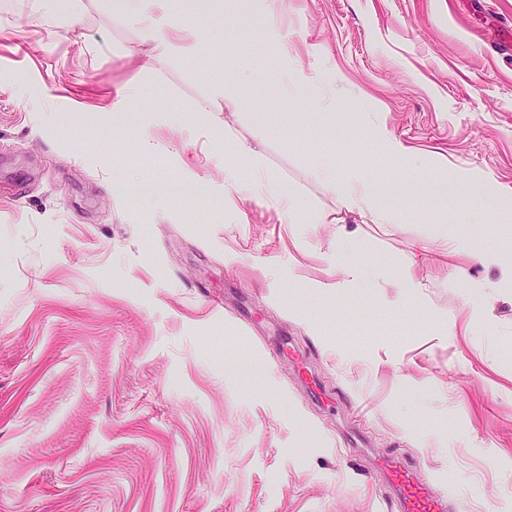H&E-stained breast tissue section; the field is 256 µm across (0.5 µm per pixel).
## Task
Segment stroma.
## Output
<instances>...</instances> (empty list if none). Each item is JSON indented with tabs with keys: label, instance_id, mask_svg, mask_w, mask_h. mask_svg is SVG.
I'll return each mask as SVG.
<instances>
[{
	"label": "stroma",
	"instance_id": "obj_1",
	"mask_svg": "<svg viewBox=\"0 0 512 512\" xmlns=\"http://www.w3.org/2000/svg\"><path fill=\"white\" fill-rule=\"evenodd\" d=\"M112 2L73 0L69 28L0 0V512H397L383 456L454 512H512V288L439 246H512L454 181L512 192V0H172L198 50L151 76ZM221 82L280 190L336 211L319 169L359 167L405 213L347 218L369 276L335 287V225L225 187L198 114ZM374 136L378 149L391 160L404 159L410 152L401 140L392 136L385 128H377Z\"/></svg>",
	"mask_w": 512,
	"mask_h": 512
}]
</instances>
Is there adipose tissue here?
Returning a JSON list of instances; mask_svg holds the SVG:
<instances>
[{"label":"adipose tissue","mask_w":512,"mask_h":512,"mask_svg":"<svg viewBox=\"0 0 512 512\" xmlns=\"http://www.w3.org/2000/svg\"><path fill=\"white\" fill-rule=\"evenodd\" d=\"M113 7L116 11L137 15L145 20L152 31L154 49L152 54L145 56L143 71L154 72L158 58L180 57L194 52L195 43L192 39L169 34L168 0H113ZM224 143L232 147L234 153L245 156L249 161L253 180L247 188L248 193L256 195L272 187L273 179L265 168L262 150L249 146L229 126L224 129ZM320 177L330 183L346 213L369 216L376 224L402 222L400 211L381 204L378 186L364 171L354 170L339 178L325 170Z\"/></svg>","instance_id":"ef3b65f1"}]
</instances>
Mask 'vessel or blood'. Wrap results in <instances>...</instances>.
I'll return each mask as SVG.
<instances>
[{
    "label": "vessel or blood",
    "instance_id": "vessel-or-blood-1",
    "mask_svg": "<svg viewBox=\"0 0 512 512\" xmlns=\"http://www.w3.org/2000/svg\"><path fill=\"white\" fill-rule=\"evenodd\" d=\"M381 470L395 492L400 512H448V502L432 489L429 477L394 459L384 460Z\"/></svg>",
    "mask_w": 512,
    "mask_h": 512
}]
</instances>
